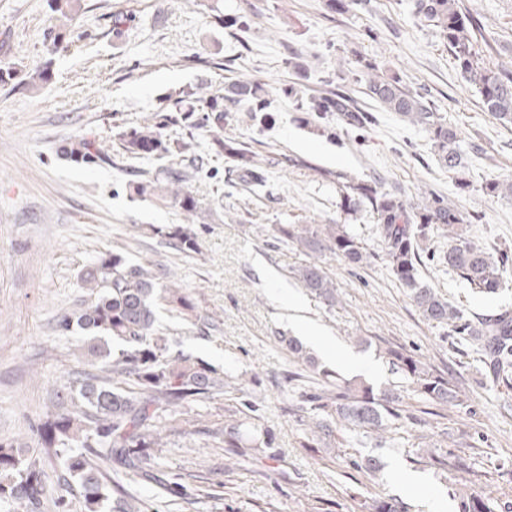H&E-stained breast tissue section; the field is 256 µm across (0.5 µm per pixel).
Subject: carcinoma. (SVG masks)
<instances>
[{
  "mask_svg": "<svg viewBox=\"0 0 512 512\" xmlns=\"http://www.w3.org/2000/svg\"><path fill=\"white\" fill-rule=\"evenodd\" d=\"M415 15L437 28L462 74L474 84L483 108L504 124H512V71L494 70L484 65L476 48L482 22L461 0H414ZM268 92L254 82H238L222 97L203 100L201 111L224 120V102L236 105L246 101L252 112H265ZM368 95L389 112H394L421 129L428 137L438 162L450 172L463 167L462 137L424 97L413 93L395 79L370 78ZM317 117L336 113L345 126L359 127L368 116L344 91L307 100L304 108ZM173 121L169 115L155 114L122 135L126 153L160 156L169 152L165 134ZM245 172L256 181L254 153L245 145L228 147ZM69 156L77 163L102 159L105 153L96 140L86 136L74 142ZM183 175L170 168L162 177L149 176L138 182L137 193L179 200L191 212L194 199L182 189ZM341 206L353 210L366 205L373 213L378 231L386 244L390 269L409 291L413 304L430 323L448 325L452 332L476 342L485 361L497 376L512 369V310L474 320L450 304L441 294L421 282L420 242L431 224L438 225L448 239L447 248L438 252L440 262L456 271L473 290L495 294L502 287L503 274L512 257L500 253L493 257L486 249L463 236L465 218L459 208L443 195L430 191L421 203L407 207L394 195L365 181L339 183ZM492 197L512 198V178H493L485 185ZM277 240H286L309 256V261L294 269V276L308 293L332 308L338 302L336 284L324 270V253L341 257L348 266L360 268L367 262L364 247L341 224H276ZM168 244L180 252L199 251L197 234L177 225L158 230ZM81 287L91 290L94 299L65 315L57 323L62 332L75 328L96 334L87 345V368L72 375L68 391H56L53 411L37 428L45 445L55 449L67 473L76 479L85 512H147L146 503L122 484L109 479L106 470L120 467L144 480H154L161 469L150 448L162 447L163 429L189 424L195 416L194 403L213 399L227 390L237 394L235 404L225 410L224 426L194 428L224 443L226 448H269L275 440L272 429L260 423L256 402L236 381L233 371L221 370L183 353L169 352V338L160 331L158 313L162 308L184 316L195 306L183 284L171 272L151 260L133 262L113 252L96 259L82 273ZM281 341L297 359L324 378L330 371L318 367L303 344L293 336ZM392 369L408 382L413 397L442 408L467 405L464 395L448 379L428 367L418 355L404 347L384 351ZM403 398L390 384L378 387L354 376L336 375V382L300 393V409L307 414L304 425L311 437L331 436L333 426L377 433L385 423L405 418L424 424V415L402 414ZM432 462L458 474L451 486L460 503V512H498L500 504L475 491L477 476L453 448H441L430 455ZM347 468L374 476L382 470L381 461L372 455L355 453ZM50 488L43 470L25 445L0 444V503L10 512H38ZM365 512H410L395 498L374 497L363 502Z\"/></svg>",
  "mask_w": 512,
  "mask_h": 512,
  "instance_id": "carcinoma-1",
  "label": "carcinoma"
}]
</instances>
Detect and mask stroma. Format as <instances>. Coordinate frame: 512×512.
I'll return each mask as SVG.
<instances>
[{"label": "stroma", "mask_w": 512, "mask_h": 512, "mask_svg": "<svg viewBox=\"0 0 512 512\" xmlns=\"http://www.w3.org/2000/svg\"><path fill=\"white\" fill-rule=\"evenodd\" d=\"M485 18L491 67L512 70V0H463ZM414 0H369L331 11L327 0H218V12L195 0H79L68 17L51 0H0V67L17 78L0 83V442L34 448L50 487L64 479L61 462L43 447L35 428L71 375L83 368L85 332L61 335L55 324L87 300L82 271L95 258L118 252L151 258L189 289L213 325L202 330L178 312L161 311L171 352H183L241 374L275 434L273 447L233 457L206 435L170 433L155 449L163 475L120 481L154 512H362L364 499L388 495L410 512H459L448 495L454 472L429 463L433 446L448 442L483 479L479 491L512 507V383L493 377L472 342L448 326L426 322L392 274L385 243L369 211L344 212L337 176L376 183L416 205L435 191L467 218L466 236L496 254H512V198H489L486 180L512 176V125L486 112L435 27L418 20ZM125 22L114 27L115 14ZM245 28L224 24V16ZM47 81L28 86L34 67ZM395 77L425 96L456 126L465 167L439 165L425 132L375 104L371 75ZM250 80L270 93L273 122L260 126L245 105L230 107L222 124L169 126V152L134 158L121 134L163 108L190 111L203 98ZM305 96L346 91L374 117L345 128L334 114L308 119L290 87ZM93 135L109 146L108 164H78L63 155L71 142ZM224 138L250 145L266 181L248 182L221 150ZM173 166L187 174L184 188L196 208L138 196L143 172ZM193 225L200 249L180 252L156 230ZM276 224H342L357 236L368 261L354 269L325 254L323 266L340 301L326 307L294 279L306 260L293 245L274 240ZM444 239L429 227L421 277L469 317L512 309V273L501 289L483 295L431 259ZM298 299L299 310L288 306ZM320 328L336 347L319 363L343 372L341 355L365 358L360 375L373 385L404 391L408 410L420 404L392 373L380 347L402 345L465 394L464 408H446L415 425L390 421L386 441L350 431L330 446L308 445L297 413L300 392L314 389L309 369L283 339L297 335V318ZM362 452L384 466L372 479L345 469ZM423 475L429 491L400 486L392 462Z\"/></svg>", "instance_id": "35a3bbf8"}]
</instances>
